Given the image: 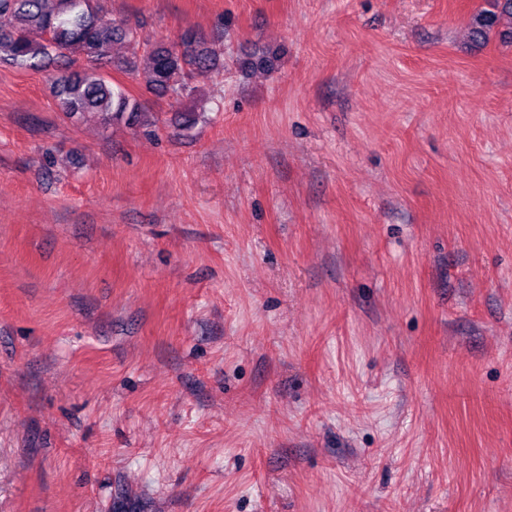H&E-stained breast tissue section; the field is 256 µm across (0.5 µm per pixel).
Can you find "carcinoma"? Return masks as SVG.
<instances>
[{"label":"carcinoma","instance_id":"cac0c4a2","mask_svg":"<svg viewBox=\"0 0 512 512\" xmlns=\"http://www.w3.org/2000/svg\"><path fill=\"white\" fill-rule=\"evenodd\" d=\"M491 6L471 18V39L483 43L493 32L512 44V0H491ZM115 44L124 45L127 53L112 55ZM72 58L85 62V68L70 71ZM275 59L269 50L245 60L241 68L269 69ZM0 63L29 69L55 63L57 105L66 118L97 116L106 124L137 130L145 126L147 109L108 75V68L159 98L192 99L197 92L193 80L224 69V44L213 47L190 29L172 45L151 41L141 25L107 17L101 0H0Z\"/></svg>","mask_w":512,"mask_h":512}]
</instances>
